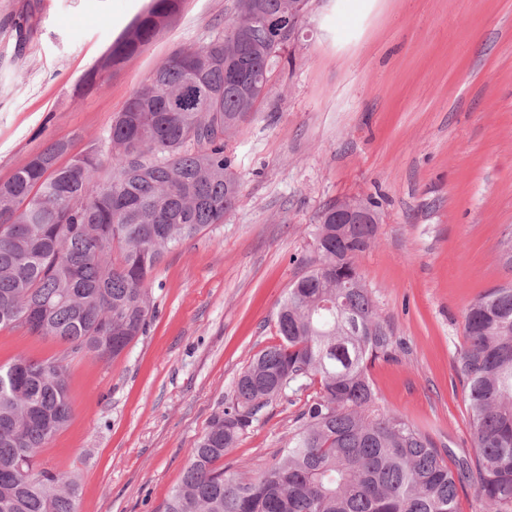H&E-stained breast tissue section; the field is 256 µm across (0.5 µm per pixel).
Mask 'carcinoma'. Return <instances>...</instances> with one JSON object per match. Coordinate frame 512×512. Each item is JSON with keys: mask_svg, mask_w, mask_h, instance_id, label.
<instances>
[{"mask_svg": "<svg viewBox=\"0 0 512 512\" xmlns=\"http://www.w3.org/2000/svg\"><path fill=\"white\" fill-rule=\"evenodd\" d=\"M296 2L241 0L239 17L158 66L85 153L62 166L68 146L54 142L0 183V329L24 326L112 359L146 334L157 313L151 275L165 252L235 207L240 186L224 137L269 94L298 35L286 24ZM181 4L151 0L88 82L140 54ZM193 84L201 102L171 111ZM101 143L112 160L106 179ZM335 208L322 211L321 249L280 306L281 342L241 373L163 512H456L467 486L487 512H512V285L466 311L457 371L473 448L450 469L451 449L397 414H373L369 368L397 343L369 289L345 287L369 230L357 224L336 241ZM315 381L320 391L277 461L247 480L214 468L273 400ZM71 415L63 360L0 365V512H78L76 476L37 462Z\"/></svg>", "mask_w": 512, "mask_h": 512, "instance_id": "carcinoma-1", "label": "carcinoma"}]
</instances>
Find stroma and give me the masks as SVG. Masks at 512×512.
<instances>
[{
	"label": "stroma",
	"mask_w": 512,
	"mask_h": 512,
	"mask_svg": "<svg viewBox=\"0 0 512 512\" xmlns=\"http://www.w3.org/2000/svg\"><path fill=\"white\" fill-rule=\"evenodd\" d=\"M149 3L0 0V182L50 143L87 151L159 65L240 13L239 0H184L141 54L96 72ZM285 56L259 111L224 139L239 201L165 253L146 335L106 359L0 330V363L67 365L73 415L39 461L77 477L79 512H161L240 373L279 343L276 314L315 256L321 212L346 200L378 204L356 264L404 344L369 369L380 408L471 448L464 311L512 285L499 260L512 236V0H311ZM318 390L265 408L217 469L271 464Z\"/></svg>",
	"instance_id": "stroma-1"
}]
</instances>
